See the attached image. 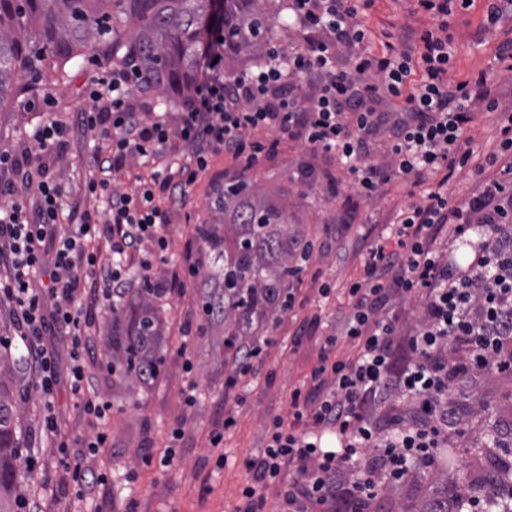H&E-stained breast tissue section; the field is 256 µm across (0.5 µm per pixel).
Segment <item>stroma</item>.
I'll use <instances>...</instances> for the list:
<instances>
[{"mask_svg": "<svg viewBox=\"0 0 512 512\" xmlns=\"http://www.w3.org/2000/svg\"><path fill=\"white\" fill-rule=\"evenodd\" d=\"M365 23L373 30L385 26L399 36L400 48L410 49L418 31L430 26L432 19L415 0H377ZM448 23L456 47L453 77L463 79L490 70L491 87L501 107H512V73L490 68L493 51L512 22L483 27L481 12L474 8L449 18ZM93 73L89 57L83 56L67 80L56 81L48 68L31 87L11 88L0 100V143L6 145L23 128L45 120L43 113L28 107L33 91L54 96L56 113L73 125L66 149L69 162L61 175L71 189L72 200L78 202L84 199L82 181L92 144L74 122ZM307 167L314 175L307 183H299L297 173ZM238 173L230 158H214L210 171L192 187L186 207L170 228L174 251L184 253L194 239L195 224L207 218L214 185ZM248 176L264 188L276 190L304 235L315 243L310 261L293 284V310L277 329L264 334L261 369L239 376L236 386H228L223 338H183L184 324L196 319V290L191 287L184 297L162 303L167 356L163 377L150 387L114 383L106 369L112 358L108 345L112 316L104 314L93 329L95 350L88 366L95 395L112 405L102 428L109 445L91 456L84 444L100 428L84 415L79 398L70 390L66 341L54 339L61 375L56 412L69 442L67 456L54 453L50 443L39 436L42 409L37 392L29 394L21 425L23 435L30 438L28 455L39 460L38 468L22 469L21 489L40 512H234L238 506L240 489L248 478L245 460L261 455L270 420L290 421L292 392L308 387L320 345L347 308L346 288L362 273L359 235H379L409 201L397 180L387 184L378 199L361 198L336 158L311 152L298 137H281L277 152ZM325 283L331 286L327 296L320 292ZM228 416L234 419L229 428L224 425ZM177 427L182 437L176 441L172 431ZM219 428L225 435L218 450L212 447L210 434ZM222 452L229 460L220 469L216 459ZM68 464L106 474L108 482L92 494H81L79 485L65 475Z\"/></svg>", "mask_w": 512, "mask_h": 512, "instance_id": "obj_1", "label": "stroma"}]
</instances>
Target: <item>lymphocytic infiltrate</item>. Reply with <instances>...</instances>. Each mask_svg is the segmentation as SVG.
<instances>
[{"label": "lymphocytic infiltrate", "mask_w": 512, "mask_h": 512, "mask_svg": "<svg viewBox=\"0 0 512 512\" xmlns=\"http://www.w3.org/2000/svg\"><path fill=\"white\" fill-rule=\"evenodd\" d=\"M417 2L437 25L416 51L390 43L378 54L363 21L375 0H288L298 46L271 42L262 65L233 76L211 49L177 112L152 106V80L135 55L100 64L78 114L98 142L82 207L55 172L70 125L53 115L50 94H34L30 108H48L47 119L0 146V306L12 324L6 343L24 349L27 386L43 400L45 436L58 431L59 370L47 338H67L70 389L84 414L106 420L111 404L91 395L86 367L92 327L135 286L183 297L199 266L171 252L174 207L213 155L244 170L274 155L276 142L255 136L272 129L336 157L362 198L395 177L424 193L362 240L349 309L309 388L292 392L291 422L274 419L262 455L246 460L236 512H258L263 489L279 481L288 512H374L385 491L442 469L443 449L464 434L449 405L453 386L480 374L512 380V111L491 98L487 72L452 78L448 18L476 5L495 26L512 17V0ZM341 48L353 53L350 67L337 64ZM480 107L495 114L498 133L474 166L465 133ZM137 161L148 174L136 175L134 192L118 189ZM469 165L477 186L452 204L447 175ZM407 299L419 303L411 320L400 309ZM341 339L356 356H336Z\"/></svg>", "instance_id": "1"}]
</instances>
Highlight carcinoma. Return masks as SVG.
Wrapping results in <instances>:
<instances>
[{
  "label": "carcinoma",
  "mask_w": 512,
  "mask_h": 512,
  "mask_svg": "<svg viewBox=\"0 0 512 512\" xmlns=\"http://www.w3.org/2000/svg\"><path fill=\"white\" fill-rule=\"evenodd\" d=\"M129 23L126 38L120 24ZM224 38V66L237 72L241 59L257 64L272 32L268 0H0V100L15 82L39 73L45 61L68 62L106 47L114 55L135 50L155 88L187 92L200 69L214 27ZM210 217L194 228L195 239L217 265L197 295L200 336L224 337V362L237 363L240 347L257 342L288 305V288L302 239L280 199L243 174L217 184ZM164 320L153 288H132L112 314V375L121 385L150 386L164 371ZM9 355L0 356V512H16L23 494L18 472L17 437L26 398L11 385ZM504 454L487 458L477 451L469 467L472 480L485 467L512 478ZM435 496L419 512H448L456 483L448 472L432 477Z\"/></svg>",
  "instance_id": "1"
}]
</instances>
